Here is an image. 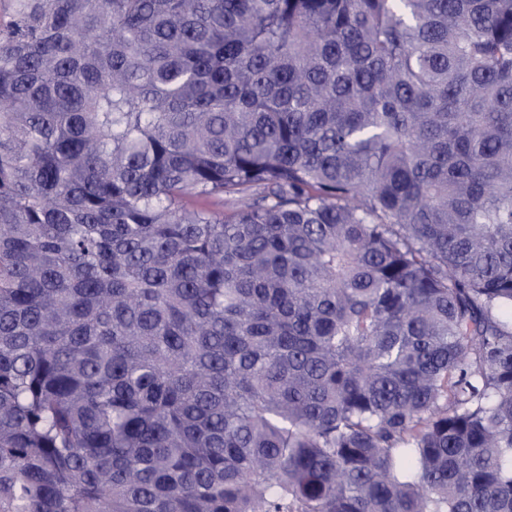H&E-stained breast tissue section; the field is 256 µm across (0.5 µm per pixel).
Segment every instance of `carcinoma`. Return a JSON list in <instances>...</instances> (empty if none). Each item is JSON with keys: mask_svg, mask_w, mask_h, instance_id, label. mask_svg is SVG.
<instances>
[{"mask_svg": "<svg viewBox=\"0 0 512 512\" xmlns=\"http://www.w3.org/2000/svg\"><path fill=\"white\" fill-rule=\"evenodd\" d=\"M0 512H512V0H13Z\"/></svg>", "mask_w": 512, "mask_h": 512, "instance_id": "obj_1", "label": "carcinoma"}]
</instances>
